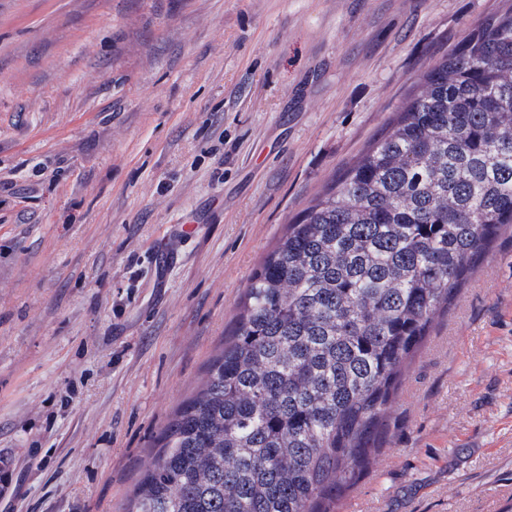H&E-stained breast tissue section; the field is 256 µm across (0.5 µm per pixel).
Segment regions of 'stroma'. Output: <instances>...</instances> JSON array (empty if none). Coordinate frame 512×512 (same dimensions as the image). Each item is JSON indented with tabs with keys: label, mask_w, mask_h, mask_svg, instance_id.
I'll return each mask as SVG.
<instances>
[{
	"label": "stroma",
	"mask_w": 512,
	"mask_h": 512,
	"mask_svg": "<svg viewBox=\"0 0 512 512\" xmlns=\"http://www.w3.org/2000/svg\"><path fill=\"white\" fill-rule=\"evenodd\" d=\"M512 0H0V512H125L290 219ZM339 512L512 506V234Z\"/></svg>",
	"instance_id": "1"
}]
</instances>
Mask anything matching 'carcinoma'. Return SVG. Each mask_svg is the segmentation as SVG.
<instances>
[{
  "instance_id": "carcinoma-1",
  "label": "carcinoma",
  "mask_w": 512,
  "mask_h": 512,
  "mask_svg": "<svg viewBox=\"0 0 512 512\" xmlns=\"http://www.w3.org/2000/svg\"><path fill=\"white\" fill-rule=\"evenodd\" d=\"M509 227L512 7L287 225L126 512H336L407 364Z\"/></svg>"
}]
</instances>
